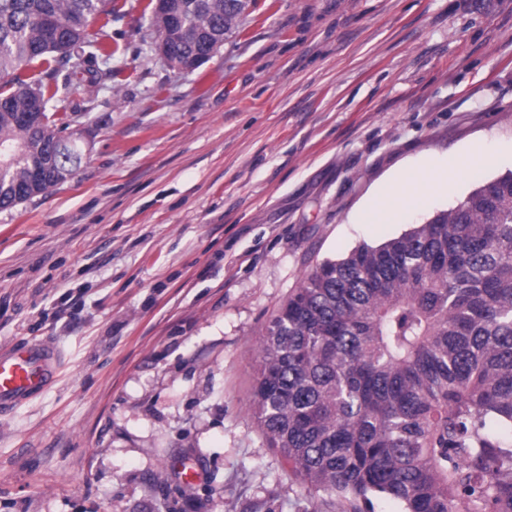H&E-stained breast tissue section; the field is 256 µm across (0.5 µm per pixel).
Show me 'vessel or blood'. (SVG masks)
Returning <instances> with one entry per match:
<instances>
[{"label": "vessel or blood", "mask_w": 512, "mask_h": 512, "mask_svg": "<svg viewBox=\"0 0 512 512\" xmlns=\"http://www.w3.org/2000/svg\"><path fill=\"white\" fill-rule=\"evenodd\" d=\"M62 368L60 350L47 342L17 341L0 348V412L48 390Z\"/></svg>", "instance_id": "1"}]
</instances>
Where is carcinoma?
Wrapping results in <instances>:
<instances>
[{"instance_id":"cac0c4a2","label":"carcinoma","mask_w":512,"mask_h":512,"mask_svg":"<svg viewBox=\"0 0 512 512\" xmlns=\"http://www.w3.org/2000/svg\"><path fill=\"white\" fill-rule=\"evenodd\" d=\"M105 0H0V209L73 177L82 153L51 87L102 54ZM250 0H156L170 67L224 44ZM248 411L314 512H512V170L378 246L317 263L271 316ZM55 65L53 54L23 65L19 70L14 72L13 77H19L27 83L45 82V72Z\"/></svg>"}]
</instances>
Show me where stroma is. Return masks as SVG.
Masks as SVG:
<instances>
[{
    "label": "stroma",
    "mask_w": 512,
    "mask_h": 512,
    "mask_svg": "<svg viewBox=\"0 0 512 512\" xmlns=\"http://www.w3.org/2000/svg\"><path fill=\"white\" fill-rule=\"evenodd\" d=\"M155 0H110L98 69L50 109L73 179L0 209V345L66 367L0 416V512H312L248 413L264 326L316 263L378 245L512 168V0H253L176 71ZM447 193L362 224L404 169Z\"/></svg>",
    "instance_id": "1"
}]
</instances>
